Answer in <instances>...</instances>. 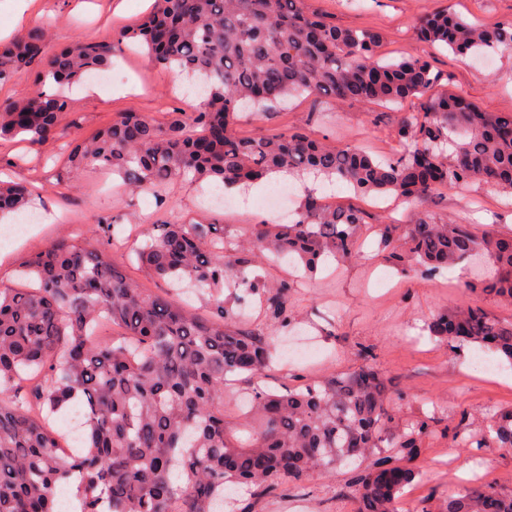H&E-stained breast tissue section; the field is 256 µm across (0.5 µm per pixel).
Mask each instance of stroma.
<instances>
[{
    "mask_svg": "<svg viewBox=\"0 0 512 512\" xmlns=\"http://www.w3.org/2000/svg\"><path fill=\"white\" fill-rule=\"evenodd\" d=\"M156 5L157 0H29L23 12L0 6V31L15 36L47 23L53 49L77 40L109 42L116 30L134 24ZM304 6L337 26L381 34L384 60L413 53L427 56L440 77V89L459 91L487 112H512V51L496 55L494 68L487 74L478 70L474 59L417 41L412 33L418 17L443 9L489 26L512 20V0H304ZM112 62L114 68L125 71V83L99 82L89 76L73 85L68 92L70 109L63 119L66 137L40 144L20 136L0 140V173L30 188L31 211L46 216L22 239H0V289L27 285L26 260L55 240L69 239L81 248L97 246V222L105 218L120 228L110 253L130 277L196 316H208L206 299L171 288L141 268L133 253L135 245L142 241L148 224L160 218L223 225L228 246L255 235L266 218L256 203L277 181L265 180L246 194L230 191L233 205L223 210L211 209L200 187L187 180L173 181L162 203L148 191L128 195L111 175L95 170L84 172L73 184L61 183L67 138L91 136L128 110L164 123L172 113L191 112L198 105L189 93L175 91L172 71L145 55L122 46ZM420 108L417 99L400 106L346 102L332 108L325 99L305 94L287 106L242 115L236 132L242 138H258L300 128L332 146L352 144L389 157L401 149L394 137L401 118ZM316 191L326 203L366 210L374 224L411 226L427 217L438 223L469 224L481 233L512 229V212L488 185L476 184L464 193L444 188L434 198L413 204L391 196L364 197L334 180L318 183ZM358 248L361 259L341 265L328 259L297 279L288 295L293 317L288 328L274 330L259 304L245 308L240 327L256 334L276 331L280 351H287L289 340L299 336L316 340L311 358L274 366L266 372L264 383L288 387L345 371L357 363L359 347H369L395 389L407 396L400 411L402 420L422 411L434 416L435 432L425 440L415 462L420 476L405 489L397 512H414L423 500L440 506L449 493L463 487L512 491V449L454 448L446 434L447 427L461 421L478 428L488 413L511 406L512 368L483 372L477 365L478 351L450 349L431 339L426 330L437 313L466 300L506 322L512 321V306L489 297L466 296L464 283L473 274L469 267L434 279L389 267L376 255L378 237L371 228L364 229ZM352 477V468L339 466L311 474L304 495L283 483L267 495L242 486L231 490L229 497L234 512H296L299 504L303 512H355Z\"/></svg>",
    "mask_w": 512,
    "mask_h": 512,
    "instance_id": "obj_1",
    "label": "stroma"
}]
</instances>
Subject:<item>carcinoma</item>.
<instances>
[{
    "mask_svg": "<svg viewBox=\"0 0 512 512\" xmlns=\"http://www.w3.org/2000/svg\"><path fill=\"white\" fill-rule=\"evenodd\" d=\"M418 40L458 56L512 50V20L493 26L440 10L415 25ZM48 28L28 30L0 46V83L39 68V87L0 104V139L37 143L61 136L69 110L58 88L106 69L114 48L132 44L156 65L177 69L204 88L199 107L159 124L124 112L92 137L73 142L67 178L109 171L129 191L161 196L178 179L215 189H247L271 174H321L355 191L392 194L407 202L441 187L490 184L512 196V113L483 112L464 95L432 92L430 61L409 54L381 59L382 36L343 28L307 12L302 0H158L110 43L78 41L49 52ZM326 94L337 103L398 104L422 100L418 115L397 127L400 154L379 158L352 145L330 146L308 133L244 139L239 111H263L292 95ZM21 184L0 181V214L29 203ZM366 213L307 194L286 224H263L257 235L224 248L211 224L150 225L139 262L160 279L188 281L209 293L201 319L162 295L145 293L102 249L57 241L30 256L29 288L0 290V512H61L59 491L75 486L80 512H224V492L247 485L269 492L286 481L303 490L315 471L355 465L356 512H396L419 475L413 461L434 433L421 413L400 421L404 394L393 389L372 352L359 364L301 387L251 393L238 439L224 420V385L232 374L261 375L274 338L241 331L224 301V285L243 305L263 291L277 325L292 321L291 278H249L266 253L310 272L332 258L358 256ZM380 253L399 270L435 277L463 263L477 266L466 291L512 305V233H475L468 224L420 219L411 228L378 224ZM110 324L123 335L106 344ZM430 336L452 348L473 347L512 365V322L475 304L439 312ZM79 406L77 448L66 449L57 415ZM451 442L512 448V406L486 417L483 429L459 424ZM512 512V492L461 489L439 510Z\"/></svg>",
    "mask_w": 512,
    "mask_h": 512,
    "instance_id": "1",
    "label": "carcinoma"
}]
</instances>
